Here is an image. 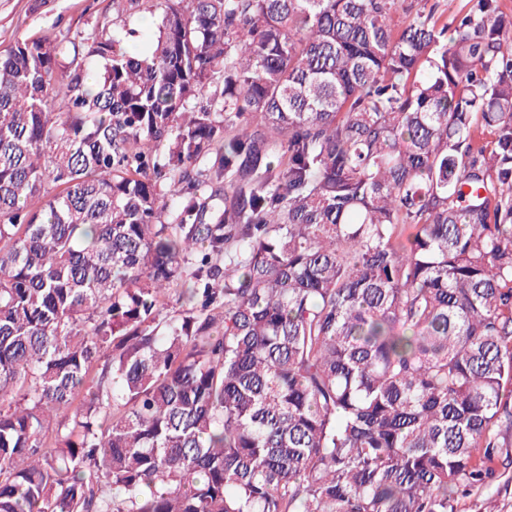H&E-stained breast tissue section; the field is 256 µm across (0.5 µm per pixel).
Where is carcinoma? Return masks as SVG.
I'll return each mask as SVG.
<instances>
[{
  "label": "carcinoma",
  "instance_id": "cac0c4a2",
  "mask_svg": "<svg viewBox=\"0 0 512 512\" xmlns=\"http://www.w3.org/2000/svg\"><path fill=\"white\" fill-rule=\"evenodd\" d=\"M112 10L0 52V512H456L512 468V20Z\"/></svg>",
  "mask_w": 512,
  "mask_h": 512
}]
</instances>
